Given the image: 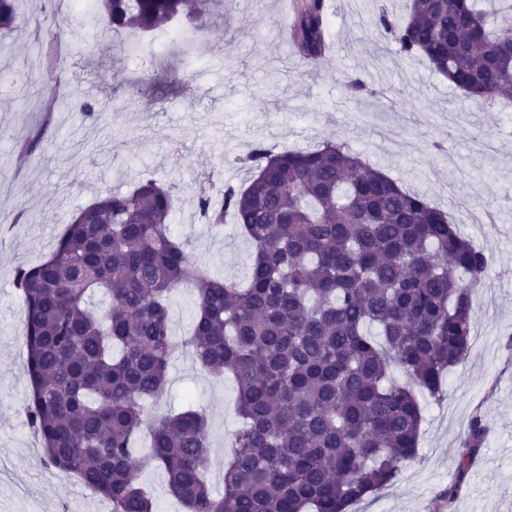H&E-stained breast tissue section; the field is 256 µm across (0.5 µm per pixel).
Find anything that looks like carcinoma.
Masks as SVG:
<instances>
[{
  "label": "carcinoma",
  "instance_id": "1",
  "mask_svg": "<svg viewBox=\"0 0 512 512\" xmlns=\"http://www.w3.org/2000/svg\"><path fill=\"white\" fill-rule=\"evenodd\" d=\"M17 0H0V54L11 51ZM210 0H94L96 26L152 32L176 18L202 29ZM378 15L397 53L419 56L467 99L512 92V0H410ZM281 25L311 66L329 50L328 0H295ZM61 27L41 39L58 61ZM247 184L198 194L216 230L231 215L254 247L245 285L216 277L173 236L172 187L149 179L72 213L48 259L20 267L25 412L43 462L107 499L112 512H153L142 474L160 467L186 512H349L399 481L423 421L414 388L442 394L467 354L485 253L425 195L343 143L243 159ZM193 286L191 332L172 334L170 297ZM377 329L372 335L368 329ZM230 371L242 425L215 496L209 421L195 409L153 413L173 357ZM398 366L407 382L391 379ZM487 427L472 418L468 470Z\"/></svg>",
  "mask_w": 512,
  "mask_h": 512
}]
</instances>
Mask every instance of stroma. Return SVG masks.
<instances>
[{"label": "stroma", "instance_id": "35a3bbf8", "mask_svg": "<svg viewBox=\"0 0 512 512\" xmlns=\"http://www.w3.org/2000/svg\"><path fill=\"white\" fill-rule=\"evenodd\" d=\"M408 7L329 0L336 51L312 67L277 37L280 0H228L196 54L167 46L136 84L114 37L87 21L70 24V0H19L14 53L0 57V82L29 75L0 98V512H62L68 502L108 512L100 496L47 467L32 438L17 268L49 257L67 216L99 193L154 179L175 188L171 231L193 259L245 281L253 249L236 225L218 234L205 224L198 187L244 183L237 160L255 145L278 152L327 140L424 193L488 258L464 361L447 374L443 398L418 395L425 421L416 461L352 512H512V104L464 100L424 59L398 55L378 14L402 17ZM55 25L69 36L51 66L40 31ZM349 77L364 85L357 96L344 91ZM86 102L103 112L86 116ZM236 396L232 377L213 378L180 355L157 409L204 410L218 463L240 425ZM477 415L487 432L463 473L462 445ZM453 484L454 500L439 507L437 492Z\"/></svg>", "mask_w": 512, "mask_h": 512}]
</instances>
